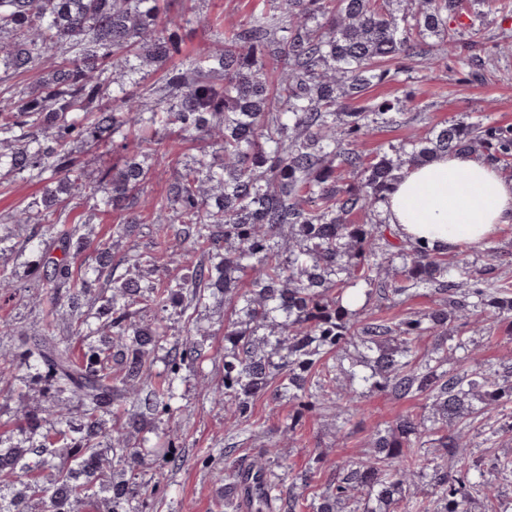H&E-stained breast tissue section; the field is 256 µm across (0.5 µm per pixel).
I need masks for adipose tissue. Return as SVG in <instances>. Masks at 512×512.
Segmentation results:
<instances>
[{
    "instance_id": "adipose-tissue-1",
    "label": "adipose tissue",
    "mask_w": 512,
    "mask_h": 512,
    "mask_svg": "<svg viewBox=\"0 0 512 512\" xmlns=\"http://www.w3.org/2000/svg\"><path fill=\"white\" fill-rule=\"evenodd\" d=\"M382 216L403 238L442 252L480 245L512 223V181L489 162L441 154L405 171Z\"/></svg>"
}]
</instances>
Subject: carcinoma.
Listing matches in <instances>:
<instances>
[{
  "instance_id": "obj_1",
  "label": "carcinoma",
  "mask_w": 512,
  "mask_h": 512,
  "mask_svg": "<svg viewBox=\"0 0 512 512\" xmlns=\"http://www.w3.org/2000/svg\"><path fill=\"white\" fill-rule=\"evenodd\" d=\"M167 0H0V65L15 73L59 54L37 89L0 98V179L49 180L93 212L120 214L117 230L141 223L142 186L151 161L173 151V125L205 142L194 164L176 169L156 198L152 249L131 246L117 260L108 242L95 264L77 265L90 246L82 226L66 224L61 199L30 201L0 218V290L13 287L6 256L37 253L28 265L42 309L29 333L0 321V383L37 403L17 411L22 439L0 435V512H146L163 494L140 479L136 459L151 438L178 448L175 422L181 372L199 366V344H169L172 317L191 320L220 294L224 381L201 400L224 404V512H505L496 487L476 480L469 431L493 413L489 438L512 433V374L474 359L448 323L488 331L512 326V283L477 276L385 223L381 206L403 169L440 154L475 155L512 168V126L481 115L432 125L395 154L359 147L381 126L406 122L414 97L352 108L374 82L414 70L477 62L458 52L466 0H265L211 44L166 68L143 92L139 69L179 54ZM405 59L411 67L391 70ZM112 87L108 106L92 104ZM85 143L122 162L83 179L70 146ZM175 265L183 274L155 280ZM430 297L395 320L381 308ZM68 310L87 339L74 359L60 337ZM163 368L154 370L156 362ZM369 394L423 400L372 431L358 460L308 455L300 476L281 478L277 444L259 457L237 455L251 438L255 403H287L280 434L328 415L341 433ZM491 468L512 483V459Z\"/></svg>"
}]
</instances>
